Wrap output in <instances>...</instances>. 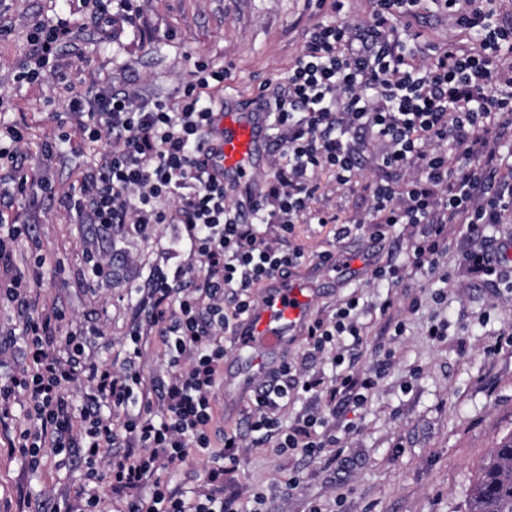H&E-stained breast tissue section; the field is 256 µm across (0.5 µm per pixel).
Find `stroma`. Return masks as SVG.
I'll use <instances>...</instances> for the list:
<instances>
[{
  "label": "stroma",
  "instance_id": "35a3bbf8",
  "mask_svg": "<svg viewBox=\"0 0 512 512\" xmlns=\"http://www.w3.org/2000/svg\"><path fill=\"white\" fill-rule=\"evenodd\" d=\"M325 13L317 0H130L126 19L112 40H101L83 0H0V120L19 126L25 171L31 178L49 175L52 197L39 200L38 231L45 249L63 262L58 276L46 277L41 301H61L78 319L103 326L99 354L125 356L134 306L122 296L133 280L146 276L162 260L165 238L156 231L140 238L113 230L99 237L60 205L77 186L78 174L99 160V148L85 144L74 121H61L60 88L51 76L28 84L16 82L17 67L28 53L33 24L56 16L75 26L63 44L58 65L80 91L96 82L136 89L178 103L179 92L196 63L224 68L229 77L219 100L235 109L255 99L265 82L285 83L303 50L302 31ZM71 144L45 159L46 138L59 131ZM365 163L356 184L339 186L334 173L319 170L312 213L329 212L340 221L368 216L372 199L364 185L381 178ZM488 235L506 244L505 278L478 283L459 265L462 237L450 233L444 266L447 281L421 278L415 288H390L373 276L388 260H403L408 232L395 227L371 241L368 230L335 240L331 226L300 220L290 245L301 246L303 263L289 278L314 287L311 318L331 315L338 303L355 294L359 301L362 341L355 347L354 370L374 368L385 351L394 358L361 408L343 407L327 428L339 443L336 462L312 459L275 442L241 449L234 485L244 504L254 494L265 497L264 512H467L470 488L483 460L500 436L512 432V349L489 355L499 334L512 328V223L488 227ZM109 250L118 261L111 282L97 290L83 286L87 251ZM330 250L361 261L349 280L317 265ZM392 300L391 313L406 324L405 335H384L380 306ZM418 307H411V300ZM448 324L446 336L434 338L432 321ZM82 459L31 469L25 458L0 456V512H28L45 496L62 500L85 480ZM296 489H288L289 477Z\"/></svg>",
  "mask_w": 512,
  "mask_h": 512
}]
</instances>
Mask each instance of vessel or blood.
I'll use <instances>...</instances> for the list:
<instances>
[{"instance_id":"b4317fda","label":"vessel or blood","mask_w":512,"mask_h":512,"mask_svg":"<svg viewBox=\"0 0 512 512\" xmlns=\"http://www.w3.org/2000/svg\"><path fill=\"white\" fill-rule=\"evenodd\" d=\"M264 124L265 114L258 109L215 112L214 128L204 156L211 173L240 188L246 206L254 199L247 185L259 161ZM312 300V294L296 282L279 276L264 282L258 304L236 331L234 352L245 360L246 366L234 377L225 379V392H253L254 380L265 374L267 363L286 361L292 335L309 321Z\"/></svg>"}]
</instances>
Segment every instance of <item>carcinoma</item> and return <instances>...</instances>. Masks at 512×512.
Listing matches in <instances>:
<instances>
[{"instance_id": "1", "label": "carcinoma", "mask_w": 512, "mask_h": 512, "mask_svg": "<svg viewBox=\"0 0 512 512\" xmlns=\"http://www.w3.org/2000/svg\"><path fill=\"white\" fill-rule=\"evenodd\" d=\"M468 512H512V432L497 440L471 487Z\"/></svg>"}]
</instances>
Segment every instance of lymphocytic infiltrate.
I'll return each instance as SVG.
<instances>
[{
  "label": "lymphocytic infiltrate",
  "instance_id": "lymphocytic-infiltrate-1",
  "mask_svg": "<svg viewBox=\"0 0 512 512\" xmlns=\"http://www.w3.org/2000/svg\"><path fill=\"white\" fill-rule=\"evenodd\" d=\"M427 1L459 37L420 41L413 21ZM374 3L359 26L343 17L344 0H333V19L303 31L304 49L286 83L261 96L283 161L247 220L202 159L223 69L197 63L174 108L108 84L78 93L59 77L62 106L83 140L107 145L97 167L83 172L66 197L67 210L105 235L116 227L145 236L159 224L184 226L185 236L167 239L166 250L195 258L174 270L153 268L130 285L126 297L142 318L128 333L122 362L100 359L94 355L99 326L76 324L62 304L37 297L50 255L35 225L0 214V299L17 315L15 324L0 325V337L23 342L17 367L0 375V421L24 411L0 440V453L22 455L35 470L44 449L77 453L88 474L73 491L76 512H243L227 486L229 462L243 439L216 421L224 328L246 319L257 285L300 261V251L281 243L307 212L311 173L327 168L337 183L352 185L369 141L386 143L380 166L407 178L371 184V229L378 236L398 224L410 230L406 261L374 270L375 279L394 287L436 273L448 255L449 225H464L463 236L471 239L512 219V142L503 141L512 133V11L502 12L498 0ZM70 34L66 18L37 23L17 81L46 74ZM22 140L17 127L0 129V165L12 172L11 188L0 195L34 200L51 193L52 183L32 184L21 175ZM358 307L353 294L332 316L309 323V355L343 364L345 340L361 342ZM154 343L166 358V377L155 400L135 410L133 394L143 385L136 364ZM377 377L374 371L309 375L284 363L253 398L249 430L320 457L335 446V435L324 432L318 412L284 424L288 402L308 394L328 408L345 400L360 406ZM115 448L120 454L113 459ZM191 460L206 463L202 484L171 485L167 471Z\"/></svg>",
  "mask_w": 512,
  "mask_h": 512
}]
</instances>
